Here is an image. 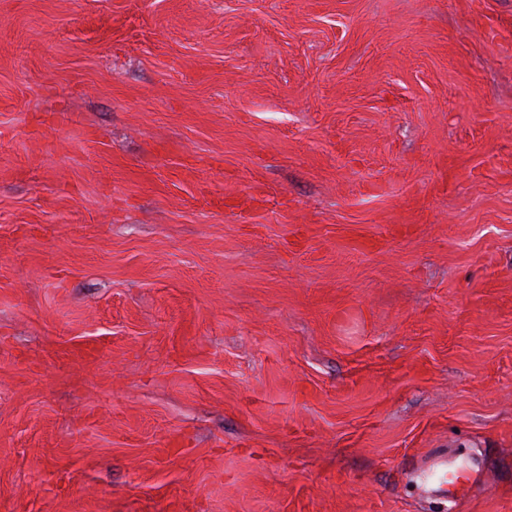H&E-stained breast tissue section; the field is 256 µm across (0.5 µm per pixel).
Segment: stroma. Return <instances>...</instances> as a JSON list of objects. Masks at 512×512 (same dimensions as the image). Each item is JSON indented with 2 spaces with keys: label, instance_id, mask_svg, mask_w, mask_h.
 <instances>
[{
  "label": "stroma",
  "instance_id": "obj_1",
  "mask_svg": "<svg viewBox=\"0 0 512 512\" xmlns=\"http://www.w3.org/2000/svg\"><path fill=\"white\" fill-rule=\"evenodd\" d=\"M0 512H512V0H0Z\"/></svg>",
  "mask_w": 512,
  "mask_h": 512
}]
</instances>
